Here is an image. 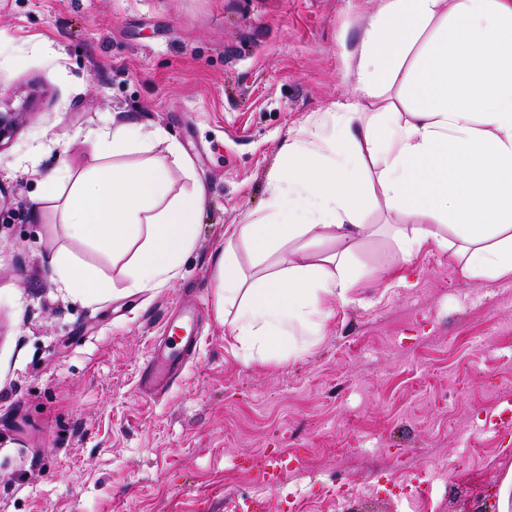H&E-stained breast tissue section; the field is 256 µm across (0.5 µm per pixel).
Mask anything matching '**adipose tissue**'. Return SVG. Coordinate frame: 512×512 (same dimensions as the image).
<instances>
[{"label":"adipose tissue","instance_id":"ef3b65f1","mask_svg":"<svg viewBox=\"0 0 512 512\" xmlns=\"http://www.w3.org/2000/svg\"><path fill=\"white\" fill-rule=\"evenodd\" d=\"M431 29L442 48L407 65ZM396 84L407 93L405 104L389 95ZM356 92V101L337 103L336 136L326 152L306 139L282 146L288 171L269 181L282 222L234 231L257 258L276 257L278 271L250 282L233 248L216 258L218 304L237 308L244 359L300 355L330 317L323 298L353 302L351 247L371 232L357 218L380 201L412 221L397 233L402 258L432 241L451 252L467 279L512 278V0H383L363 29ZM161 137L133 124L103 127L97 153L140 152L148 161L102 165L78 177L61 170L47 181L53 194L71 185L62 218L69 236L130 254L131 292L179 275L206 201L199 183L171 197L166 162L150 156ZM364 159L378 171L362 181ZM322 236L336 243V253L310 261L293 246ZM50 264L63 288L87 299L107 286L96 267L69 255L52 256Z\"/></svg>","mask_w":512,"mask_h":512}]
</instances>
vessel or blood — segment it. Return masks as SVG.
Instances as JSON below:
<instances>
[{
    "label": "vessel or blood",
    "instance_id": "b4317fda",
    "mask_svg": "<svg viewBox=\"0 0 512 512\" xmlns=\"http://www.w3.org/2000/svg\"><path fill=\"white\" fill-rule=\"evenodd\" d=\"M197 333L186 323L169 324L162 350L157 351L141 370V379L152 393L167 391L173 378L195 351Z\"/></svg>",
    "mask_w": 512,
    "mask_h": 512
}]
</instances>
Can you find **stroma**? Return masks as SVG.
I'll use <instances>...</instances> for the list:
<instances>
[{
	"label": "stroma",
	"mask_w": 512,
	"mask_h": 512,
	"mask_svg": "<svg viewBox=\"0 0 512 512\" xmlns=\"http://www.w3.org/2000/svg\"><path fill=\"white\" fill-rule=\"evenodd\" d=\"M380 0H0V512H334L344 477L356 512H470L471 484L512 471V288L467 280L428 244L402 261L379 202L360 215L356 300L322 338L277 363L244 360L235 311L217 315L215 258L232 229L273 223L268 182L289 139L353 98L367 19ZM163 132L206 190L181 273L125 289L129 255L68 237L44 178L96 166L109 124ZM63 252L109 287L60 288ZM401 263L404 282L381 276ZM198 306L195 360L169 392L139 372L162 327ZM298 491L289 504V491Z\"/></svg>",
	"instance_id": "stroma-1"
}]
</instances>
